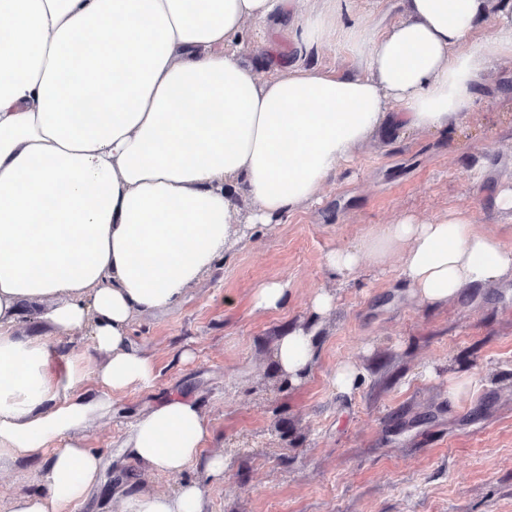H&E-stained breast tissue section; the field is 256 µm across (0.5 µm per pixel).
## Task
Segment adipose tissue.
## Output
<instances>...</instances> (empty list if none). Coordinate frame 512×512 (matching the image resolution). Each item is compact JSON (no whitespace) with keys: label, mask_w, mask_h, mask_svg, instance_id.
<instances>
[{"label":"adipose tissue","mask_w":512,"mask_h":512,"mask_svg":"<svg viewBox=\"0 0 512 512\" xmlns=\"http://www.w3.org/2000/svg\"><path fill=\"white\" fill-rule=\"evenodd\" d=\"M400 7L387 23L357 0H0V460L47 459L44 492L16 496L9 512H68L87 498L103 464L80 434L155 378L131 324L176 307L237 225L307 208L381 129L447 133L512 58V0ZM256 23L300 57L243 60ZM321 47L353 71L307 64ZM393 252L423 304L512 281V248L459 211L402 218L325 265L345 276ZM26 304L39 305L45 334L15 333ZM317 355L313 326L274 345L294 380ZM207 434L198 402L175 396L136 419L127 450L157 474L223 476V457L203 454ZM125 512H206V489L134 493Z\"/></svg>","instance_id":"ef3b65f1"}]
</instances>
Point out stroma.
Segmentation results:
<instances>
[{
    "instance_id": "35a3bbf8",
    "label": "stroma",
    "mask_w": 512,
    "mask_h": 512,
    "mask_svg": "<svg viewBox=\"0 0 512 512\" xmlns=\"http://www.w3.org/2000/svg\"><path fill=\"white\" fill-rule=\"evenodd\" d=\"M297 56L280 31L255 26L249 60ZM512 174V97L488 96L441 136L385 131L324 185L319 202L230 241L175 308L136 319L131 338L156 365L151 385L117 398L111 417L84 432L104 459L100 485L69 512H124L137 490L171 494L205 482L207 512H512V283L494 282L439 307L410 300L400 259L331 277L326 255L358 245L405 216L426 222L467 213L476 231L512 247L471 170ZM288 284L276 311L253 305L259 284ZM335 308L315 318L318 290ZM319 324L317 361L301 381L274 368L288 327ZM359 366L336 389V368ZM467 382L459 400L451 385ZM194 397L208 425V455L225 456L223 480L202 470L155 474L122 449L130 425L171 392ZM45 463L0 462V512L39 493Z\"/></svg>"
}]
</instances>
